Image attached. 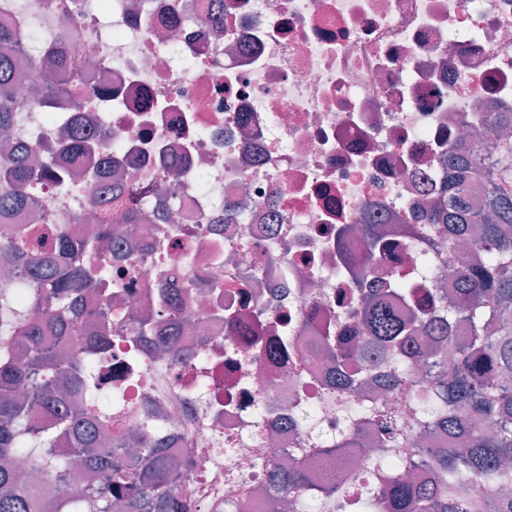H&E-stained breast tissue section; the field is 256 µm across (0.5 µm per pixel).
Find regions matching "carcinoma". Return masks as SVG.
Masks as SVG:
<instances>
[{
	"label": "carcinoma",
	"mask_w": 512,
	"mask_h": 512,
	"mask_svg": "<svg viewBox=\"0 0 512 512\" xmlns=\"http://www.w3.org/2000/svg\"><path fill=\"white\" fill-rule=\"evenodd\" d=\"M15 36L0 27V133L15 123L17 94L35 67L51 75L41 89H30L41 106L73 95V74L66 51L41 61H26L12 50ZM489 131L512 125L511 112L479 118ZM60 152L82 164L90 146L71 137L59 141ZM97 165L79 171L92 186L88 211H107L125 199L117 191L101 206L104 177ZM448 199L433 207L432 224L448 229V244L473 242L466 266L454 271V291L440 307L417 306L403 315L399 305L414 294L401 279L375 296L363 291L359 340L346 351L344 337L324 336L336 347V397L354 393L371 379L368 350L377 348L399 361L407 374L386 384L408 409L429 407L424 430L448 438L424 460L428 482L406 478L410 462L403 453L371 461L383 475L375 493L388 512H512V166L489 154L476 157L464 144L448 150ZM50 173L39 150L19 146L0 158V221L24 209L37 181ZM484 188L479 209L467 195ZM367 247L382 261L390 256L384 231L367 221ZM112 225L102 223L83 238L68 236L60 226L22 225L0 240V258L25 262L28 288H0V337L24 345L17 353L0 347V512H188L182 493L169 486L168 471L177 461L168 453L158 429L143 422L128 429L124 415L111 409L112 392L101 387L96 372L112 354L107 313L101 312L103 335L87 338L75 313L82 295H105L112 305V279L104 242ZM205 340L186 347L170 341L157 352L178 361L206 355ZM426 367L431 384L420 385L413 368ZM379 439L398 446L404 433L388 416L377 415ZM62 440L71 448H56ZM291 512H309L323 487L302 468L274 474Z\"/></svg>",
	"instance_id": "obj_1"
}]
</instances>
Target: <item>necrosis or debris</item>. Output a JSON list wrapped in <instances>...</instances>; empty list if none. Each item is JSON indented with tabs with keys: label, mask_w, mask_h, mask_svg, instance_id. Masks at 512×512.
<instances>
[{
	"label": "necrosis or debris",
	"mask_w": 512,
	"mask_h": 512,
	"mask_svg": "<svg viewBox=\"0 0 512 512\" xmlns=\"http://www.w3.org/2000/svg\"><path fill=\"white\" fill-rule=\"evenodd\" d=\"M234 2L220 27L203 22L218 0H112L108 24L87 0H0V22L33 57L69 39L87 92L63 103L64 120L100 159L109 145L86 125L98 117L150 214L115 227L146 251L111 256L124 313L114 350L134 344L143 359L130 377L102 378L133 420L190 447L176 482L191 512H279L267 474L291 461L333 487L321 512H350L337 476L376 482L369 462L384 449L355 397L325 394L323 331L346 336L361 321L336 300L351 285L337 233L349 230L363 287L395 274L453 287L461 254L424 207L445 187L451 146L492 152L475 115L512 112V0ZM17 112L13 140L68 169L48 112L23 97ZM88 193L48 178L26 221L84 235ZM366 211L396 237L387 266L359 230ZM165 286L185 303L184 342L203 331L208 361L154 362L133 332ZM355 432L359 447L325 456Z\"/></svg>",
	"instance_id": "obj_1"
}]
</instances>
